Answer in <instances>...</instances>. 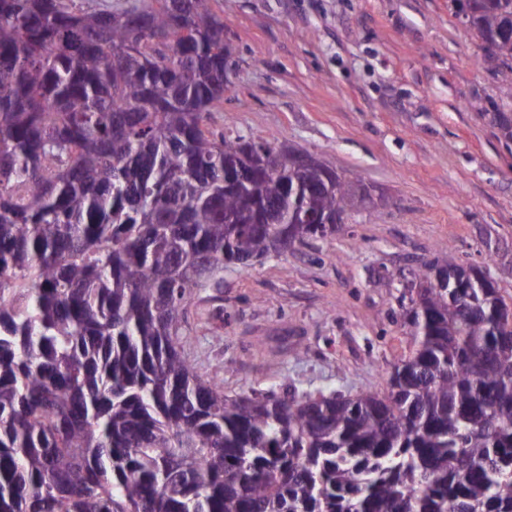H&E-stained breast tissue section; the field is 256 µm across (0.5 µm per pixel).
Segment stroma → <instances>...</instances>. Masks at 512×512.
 <instances>
[{
    "label": "stroma",
    "instance_id": "stroma-1",
    "mask_svg": "<svg viewBox=\"0 0 512 512\" xmlns=\"http://www.w3.org/2000/svg\"><path fill=\"white\" fill-rule=\"evenodd\" d=\"M235 49L213 128L288 141L383 197L336 233L197 291L184 325L224 392L353 395L408 355L405 297L443 250L512 304V101L450 0H212Z\"/></svg>",
    "mask_w": 512,
    "mask_h": 512
}]
</instances>
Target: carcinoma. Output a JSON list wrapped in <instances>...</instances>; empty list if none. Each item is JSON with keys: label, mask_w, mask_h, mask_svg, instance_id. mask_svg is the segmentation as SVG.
<instances>
[{"label": "carcinoma", "mask_w": 512, "mask_h": 512, "mask_svg": "<svg viewBox=\"0 0 512 512\" xmlns=\"http://www.w3.org/2000/svg\"><path fill=\"white\" fill-rule=\"evenodd\" d=\"M466 8L512 100V0ZM234 54L210 0H0V512H512V307L433 283L452 254L382 395L230 397L185 354L195 289L358 208L352 171L224 190Z\"/></svg>", "instance_id": "carcinoma-1"}]
</instances>
